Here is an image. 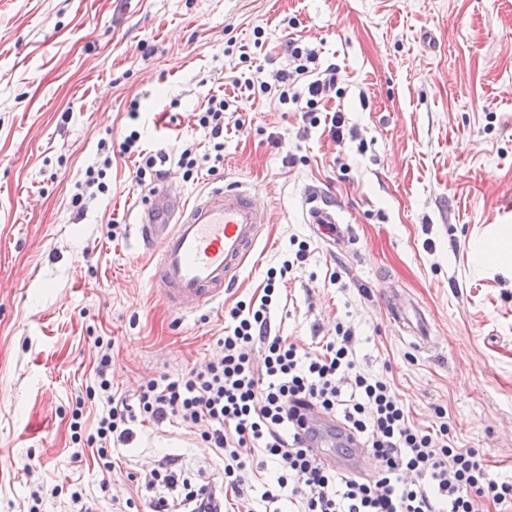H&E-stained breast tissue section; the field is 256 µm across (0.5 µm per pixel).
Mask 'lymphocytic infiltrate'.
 Wrapping results in <instances>:
<instances>
[{
  "label": "lymphocytic infiltrate",
  "instance_id": "obj_1",
  "mask_svg": "<svg viewBox=\"0 0 512 512\" xmlns=\"http://www.w3.org/2000/svg\"><path fill=\"white\" fill-rule=\"evenodd\" d=\"M288 64L276 73L282 101L292 103L317 125L322 103L336 92L335 65L321 66L316 51L289 40ZM307 258L299 243L293 260L269 271L261 294L236 302L228 312L219 355L182 377L160 375L140 387L136 403L112 388V345L96 338L95 380L76 396L71 414L73 460L90 449L111 488L112 454L129 444L144 423L175 422L224 460V489L246 512L248 473L272 466L277 477L260 500L272 512L283 501H299L303 512H480L483 503L512 505V478L494 472L478 450L456 444L448 411L434 406L431 427H415L388 378L363 372L354 356L352 327L337 325L321 349L307 350L272 334L270 309L278 276ZM102 409L86 425V399ZM334 418L381 468L369 476L324 465L300 430L305 411Z\"/></svg>",
  "mask_w": 512,
  "mask_h": 512
}]
</instances>
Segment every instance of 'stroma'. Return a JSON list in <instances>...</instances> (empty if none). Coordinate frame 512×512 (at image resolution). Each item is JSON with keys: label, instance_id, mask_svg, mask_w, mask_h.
Returning a JSON list of instances; mask_svg holds the SVG:
<instances>
[{"label": "stroma", "instance_id": "stroma-1", "mask_svg": "<svg viewBox=\"0 0 512 512\" xmlns=\"http://www.w3.org/2000/svg\"><path fill=\"white\" fill-rule=\"evenodd\" d=\"M292 38L340 69L325 109L352 129L343 142L278 91L233 99L228 74L253 62L272 80ZM219 94L224 162L185 178L176 156L210 152L194 114ZM134 128L168 154L187 198L238 180L267 212L233 288L186 319L153 288L133 238L151 191L135 184L133 159L113 156L111 191L88 196L83 213L71 205L101 143ZM327 203L354 249L307 224L306 210ZM510 204L512 0H0V512H27L32 491L56 485L42 512H73L75 487L108 512L95 458L71 459L94 337L111 340L112 385L136 400L146 380L216 355L230 308L260 292L298 240L307 258L278 282L272 333L314 349L351 325L360 369L391 380L415 426L447 407L459 447L512 476V268L469 255ZM387 286L424 311L429 348L385 310ZM115 455L112 493L140 512L159 464L198 483L222 465L174 423L138 427Z\"/></svg>", "mask_w": 512, "mask_h": 512}]
</instances>
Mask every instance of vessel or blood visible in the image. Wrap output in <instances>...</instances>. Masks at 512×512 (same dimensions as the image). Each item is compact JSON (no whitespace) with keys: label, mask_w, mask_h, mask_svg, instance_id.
<instances>
[{"label":"vessel or blood","mask_w":512,"mask_h":512,"mask_svg":"<svg viewBox=\"0 0 512 512\" xmlns=\"http://www.w3.org/2000/svg\"><path fill=\"white\" fill-rule=\"evenodd\" d=\"M307 221L333 244L345 238L335 209L312 206ZM265 210L248 190L227 184L210 187L192 204L161 182L138 211L135 235L150 252V281L180 315L213 305L232 286L258 244Z\"/></svg>","instance_id":"1"}]
</instances>
